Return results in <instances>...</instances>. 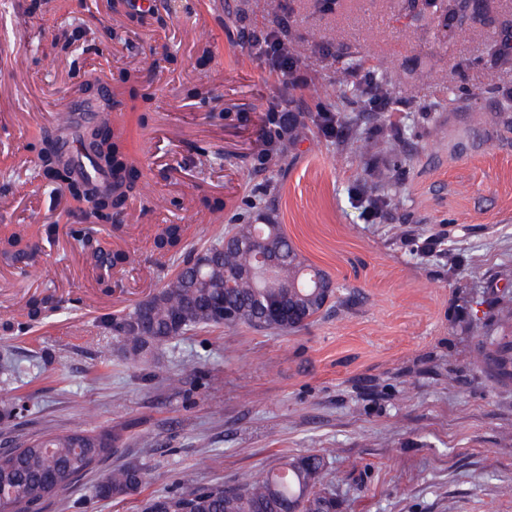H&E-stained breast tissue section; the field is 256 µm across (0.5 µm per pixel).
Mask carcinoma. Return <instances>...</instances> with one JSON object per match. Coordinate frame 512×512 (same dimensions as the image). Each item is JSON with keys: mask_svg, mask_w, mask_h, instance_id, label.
Instances as JSON below:
<instances>
[{"mask_svg": "<svg viewBox=\"0 0 512 512\" xmlns=\"http://www.w3.org/2000/svg\"><path fill=\"white\" fill-rule=\"evenodd\" d=\"M445 26L487 24L484 0H447ZM488 55L502 65H512V51L505 42L489 43ZM355 95L336 97L335 111L290 112L288 131H282L283 113L268 112L264 117L262 147L251 157L254 168L273 172L297 149L306 130L316 129L326 138H334L347 129L366 154L379 153L388 163L369 173L370 186L363 190L370 213L376 215L388 203L386 189L396 180L406 161L402 151L404 133L395 131L384 113H377L375 135L365 136L361 115L351 112ZM97 116L88 123L71 122L69 135L78 140L87 156L91 172L76 171L74 160L61 150L57 138L43 140L39 161L42 176L61 182L73 195H82L93 203L92 218L111 225L119 219L128 202L125 174L132 157L124 149L123 132L111 124L112 106L97 104ZM109 130L97 147L90 137L98 129ZM257 202L242 203L238 223L224 237L201 249L186 243L185 230L179 224H167L155 237L156 248L171 256L183 255L177 270L148 298L118 315L128 326H136L133 336L120 340L125 359L134 366L148 362L154 348L175 343L188 332L203 328H259L266 306L278 305L288 312L280 321L267 322L266 329L293 332L316 318L327 305V296L314 294L305 285L314 273L324 284L332 282L320 268L306 262L288 239L283 225L270 219L268 224L248 220ZM273 235L271 247L280 255L274 275L255 278V254L247 246L251 235ZM86 262L100 272L101 284L112 287V269L128 257L102 245L98 239L74 232ZM291 287H285V284ZM218 298L235 311L226 320L213 316ZM496 311L490 320L476 323L480 362L503 379L512 378V280L502 294L493 299ZM55 309L46 299L32 297L26 303L25 323H37ZM112 452V436L106 431L75 429L64 434L33 436L8 454H0V507L7 512H40L43 502L65 490V479L84 475ZM146 472L135 464L118 465L95 486L99 498L134 495L146 484ZM164 508L168 512H336V488L327 468L325 455L308 454L288 459L278 468L262 469L233 487L222 484H197L188 492H169L148 499L144 512Z\"/></svg>", "mask_w": 512, "mask_h": 512, "instance_id": "obj_1", "label": "carcinoma"}]
</instances>
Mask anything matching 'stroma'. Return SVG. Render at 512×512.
<instances>
[{"label":"stroma","instance_id":"35a3bbf8","mask_svg":"<svg viewBox=\"0 0 512 512\" xmlns=\"http://www.w3.org/2000/svg\"><path fill=\"white\" fill-rule=\"evenodd\" d=\"M495 27L445 31L402 0H0V238L26 234L28 272L0 259V355L19 377L0 382V448L46 431L105 430L111 456L41 512H142L151 496L197 483L235 484L291 456L327 452L338 512H512V380L478 368L477 338L493 282L512 275V130L491 123L512 93V68L484 53L512 37V0H493ZM278 32L308 77L292 88L257 54ZM111 43L112 111L142 171L119 224L93 226L131 263L104 290L70 236L67 191L45 180L34 149L80 93L96 47ZM383 80L401 111L409 154L378 215L355 193L384 157H358L348 135L308 132L280 170L245 159L270 108L318 112ZM217 153L194 165V148ZM261 196L337 299L292 334L206 328L127 363L102 316L159 288L177 261L161 257L162 225L191 246L222 237L203 198ZM35 294L58 309L23 324ZM180 376V384L169 381ZM147 472L141 492L102 499L113 467Z\"/></svg>","mask_w":512,"mask_h":512}]
</instances>
